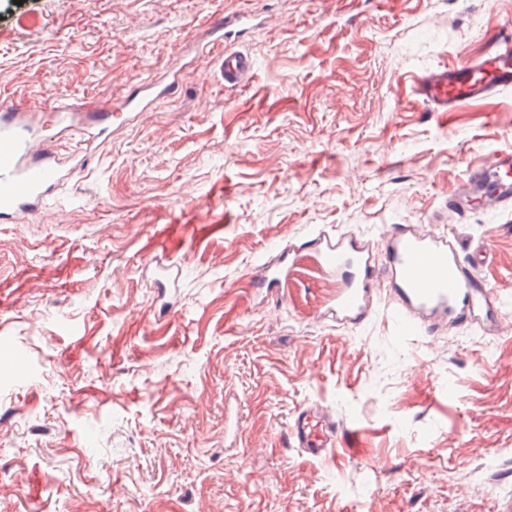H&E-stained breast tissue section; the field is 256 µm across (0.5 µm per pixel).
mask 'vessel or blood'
Here are the masks:
<instances>
[{
	"instance_id": "obj_1",
	"label": "vessel or blood",
	"mask_w": 512,
	"mask_h": 512,
	"mask_svg": "<svg viewBox=\"0 0 512 512\" xmlns=\"http://www.w3.org/2000/svg\"><path fill=\"white\" fill-rule=\"evenodd\" d=\"M248 15L228 16L208 26L210 52L220 62L225 84L248 86L254 78L250 54L228 49L227 42L247 31ZM512 87V17L499 19L493 37L481 54L418 76L414 92L433 112H453L461 105L487 99ZM177 88L176 81L158 78L136 81L124 100L91 110L70 98L57 99L50 108L0 103V223L10 224L43 210L73 167H85L95 143L105 142L113 127L126 124ZM77 134L75 150L61 154L47 135L49 128ZM477 208L512 210V149L498 151L473 166L448 198V211L465 218ZM311 244L323 270L344 281L326 319L359 324L367 316L376 274V260L357 239L318 233ZM489 254L477 246L463 256L445 236L417 232L408 225H392L385 241L384 261L390 292L401 301L398 315L406 330L445 320L482 328L497 325L503 316L496 290L478 276ZM338 428L319 404L298 407L288 426L291 447L315 458H335Z\"/></svg>"
}]
</instances>
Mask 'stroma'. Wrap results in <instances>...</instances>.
<instances>
[{"label":"stroma","mask_w":512,"mask_h":512,"mask_svg":"<svg viewBox=\"0 0 512 512\" xmlns=\"http://www.w3.org/2000/svg\"><path fill=\"white\" fill-rule=\"evenodd\" d=\"M239 13L246 88L201 51ZM508 14L0 0V98L95 108L181 71L41 213L0 224V512H512V213L446 214L469 167L512 147V88L445 115L412 88ZM167 224L183 230L149 254ZM394 224L484 245L500 329L406 333L380 295L360 324L324 319L341 281L306 241ZM280 254L270 295L255 280ZM308 402L339 427L336 462L285 442Z\"/></svg>","instance_id":"35a3bbf8"}]
</instances>
